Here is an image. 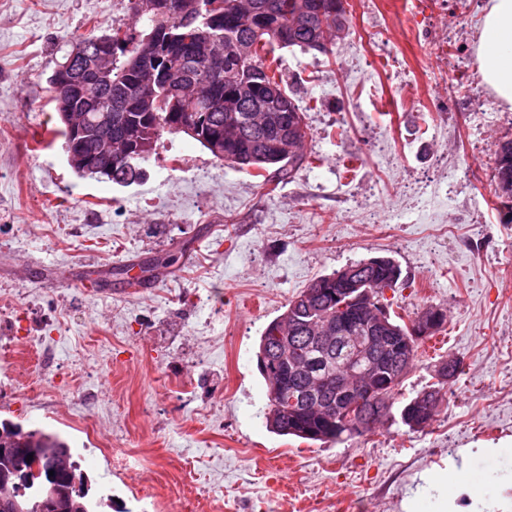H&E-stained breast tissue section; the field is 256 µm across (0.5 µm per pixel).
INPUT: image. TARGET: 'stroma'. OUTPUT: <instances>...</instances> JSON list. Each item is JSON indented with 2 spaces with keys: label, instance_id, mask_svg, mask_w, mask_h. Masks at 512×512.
Returning <instances> with one entry per match:
<instances>
[{
  "label": "stroma",
  "instance_id": "1",
  "mask_svg": "<svg viewBox=\"0 0 512 512\" xmlns=\"http://www.w3.org/2000/svg\"><path fill=\"white\" fill-rule=\"evenodd\" d=\"M344 5L330 53L278 52L310 129L291 178L261 183L178 133L121 185L70 167L49 79L74 38L129 27L130 0H0V350L48 336L0 371V420L68 441L112 499L103 512H435L463 448L473 495L512 500V224L493 179L512 111L479 73L485 0ZM170 252L166 279L129 286ZM26 256L41 270H21ZM381 256L402 270L391 314L436 306L444 331L369 432L321 446L271 433L265 326L317 277ZM90 261L102 291L77 286ZM19 290L30 309H14ZM443 358L460 372L410 431L401 405Z\"/></svg>",
  "mask_w": 512,
  "mask_h": 512
}]
</instances>
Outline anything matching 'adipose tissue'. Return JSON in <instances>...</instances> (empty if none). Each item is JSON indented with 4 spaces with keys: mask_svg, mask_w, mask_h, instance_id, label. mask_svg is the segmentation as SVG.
Here are the masks:
<instances>
[{
    "mask_svg": "<svg viewBox=\"0 0 512 512\" xmlns=\"http://www.w3.org/2000/svg\"><path fill=\"white\" fill-rule=\"evenodd\" d=\"M475 53L483 83L512 110V0H486Z\"/></svg>",
    "mask_w": 512,
    "mask_h": 512,
    "instance_id": "1",
    "label": "adipose tissue"
}]
</instances>
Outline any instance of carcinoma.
<instances>
[{"instance_id": "carcinoma-1", "label": "carcinoma", "mask_w": 512, "mask_h": 512, "mask_svg": "<svg viewBox=\"0 0 512 512\" xmlns=\"http://www.w3.org/2000/svg\"><path fill=\"white\" fill-rule=\"evenodd\" d=\"M224 9L213 25L198 18L197 39L181 44L173 53L179 62L177 75L186 83L205 77V83L190 87V94L203 98L200 106H194L181 94L164 95L163 108L149 115L136 107L142 89L139 76L129 73L124 57L127 45L136 39L150 36L167 38L180 32V18L170 16H144L137 9V0H132L135 18L134 27L124 31L118 28L81 35L78 40L88 47L100 38L125 33V44L112 51V83L109 86H90L85 94L76 99L68 95L65 86L49 79L53 88L59 126L52 132L63 138L64 147H70V114L78 112L85 122L97 119V113L86 112L84 108L98 101L106 94L120 99L125 108L112 112V136L117 138L141 139L156 143L165 133H178V125L200 124L205 132L200 144L209 152L219 149L220 160L256 170V176L268 182L272 179L285 180L300 168L304 161V143L309 136L303 109L288 92L277 58L275 48L300 47L322 53L331 51L333 45L329 32L336 29V16L330 10L336 7V0H223ZM300 3L308 10L311 18L307 25L281 35L274 28L259 30V18L273 22L282 17L286 5ZM223 34V53L213 57L207 44L208 35ZM276 85L284 96L285 110L275 108L268 100V87ZM295 134V142L282 154L280 143L283 133ZM83 150L96 156V164L106 169L99 174L117 184L136 182L141 176V162L129 163L122 158L97 155L96 141L87 137L82 141ZM494 180L498 191L512 197V141L503 142L495 153ZM392 262L364 270L369 287L380 295L386 288H394L398 281L394 277ZM326 276L315 280L306 291L312 293L310 305L295 304L291 299L282 314L268 323L260 338L259 351L275 346L272 333L277 331L290 337L296 346L297 366L294 369L280 364L262 373L267 386L268 412L266 425L271 432L280 436H292L306 443L339 442L348 438L344 431L336 429V423L329 421L330 411L336 410V393L323 392L314 397L303 396L304 390L312 388L323 376V363L336 359V352L352 347L360 336L367 335L369 314L365 311L350 313L339 327V331L326 333L315 330V334L330 335L326 344L315 346L310 341L307 322L318 317V312L336 307L334 289L344 284H325ZM402 381H391L382 388L381 397L363 401L361 412L366 428H371L380 419L373 414L385 403H390L399 391ZM37 456L27 460L32 453ZM66 452L69 455L71 472L59 475L57 496L47 493L31 494L19 499L24 512H99L102 500L89 495L85 476L74 458L72 448L58 436L34 429L25 430L10 421H0V471L9 474L10 481L18 482L25 472L36 464L43 470L53 469L54 455Z\"/></svg>"}]
</instances>
